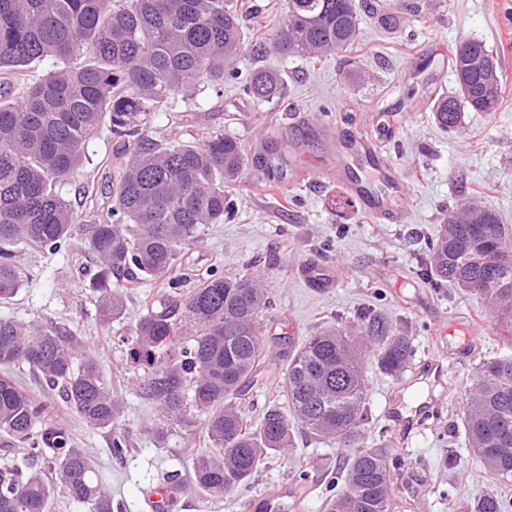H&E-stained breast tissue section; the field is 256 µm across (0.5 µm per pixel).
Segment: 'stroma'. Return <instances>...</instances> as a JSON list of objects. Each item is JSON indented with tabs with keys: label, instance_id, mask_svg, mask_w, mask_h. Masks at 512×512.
Segmentation results:
<instances>
[{
	"label": "stroma",
	"instance_id": "35a3bbf8",
	"mask_svg": "<svg viewBox=\"0 0 512 512\" xmlns=\"http://www.w3.org/2000/svg\"><path fill=\"white\" fill-rule=\"evenodd\" d=\"M441 3L438 11L425 13L395 0L400 22L388 28L362 15L359 43L346 58L333 55L313 64L282 59L271 49L252 56L250 66L283 70L282 97L259 102L228 83L222 91H208L198 109L176 111L171 102L160 104L145 125L156 140L197 144L221 132L241 143L246 173L225 190L234 216L210 225L198 242L183 249L180 288L188 290L195 275L213 268L227 275L258 272L271 299L263 341L278 366H286L315 329L354 324L367 308L403 325L414 348L412 363L400 379L368 365L372 421L363 435L366 445L383 441L394 450L395 512H453L456 500L497 486L474 458L464 432L449 427L459 418L464 389L478 363L508 348L481 297L452 285L429 287L419 268L427 240L459 202H481L512 225V0ZM464 38L482 40L497 53L505 77L503 99L499 112L465 111L462 127L445 132L435 124L432 107L439 96L457 90L453 59ZM295 113L361 135L390 123L394 135L382 141L381 149L408 184L407 223H374L341 186L320 177L316 167L325 150L320 138L309 140V160L297 165L289 151ZM118 150L109 131H102L85 148L90 165L62 189L82 223L93 222L96 204L81 198L79 187L89 178L107 189ZM22 258L28 282L13 300L0 304V318L53 322L72 330L81 343L97 348L106 384L125 402L120 426L129 431L132 445L117 458L109 450L108 430L81 423L27 366L13 369L26 389L54 405L77 447L94 457L111 512H147L144 491L170 482L187 487L171 512H242L249 493L283 481L303 483L307 495L300 512H325L330 495L325 476L341 465L345 451L299 432L292 447L260 464L252 492L214 496L193 488L203 418L191 413L188 426L163 445L146 433L152 405L138 396L141 373L127 362L125 351L102 339L80 273L89 263L84 248L75 242L54 255L27 248ZM306 261L335 265V287H307L298 277ZM438 324L447 335H435ZM460 324L478 331L471 347H464L463 334L449 332ZM421 394L430 395L435 417L404 433L389 410ZM303 471L308 474L304 482L298 478Z\"/></svg>",
	"mask_w": 512,
	"mask_h": 512
}]
</instances>
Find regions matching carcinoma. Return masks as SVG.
<instances>
[{"label": "carcinoma", "mask_w": 512, "mask_h": 512, "mask_svg": "<svg viewBox=\"0 0 512 512\" xmlns=\"http://www.w3.org/2000/svg\"><path fill=\"white\" fill-rule=\"evenodd\" d=\"M239 0H0V80L16 97L0 100V301L24 286L19 246L57 254L80 240L95 258L84 267L98 323L143 371L138 395L156 405L146 426L159 443L196 411L209 447L193 459L194 486L214 495L246 489L264 457L289 447L294 430L334 440L349 451L336 471L328 512H390L396 460L385 443L362 445L370 422L365 373L373 360L402 375L414 350L401 326L376 312L358 323L323 327L306 337L282 369L280 392L292 415L269 403L254 425L243 397L276 369L262 340L269 306L259 279L213 269L177 291V259L210 224L233 217L224 185L241 180L244 150L234 138L212 135L197 145L149 138L141 117L169 98L199 105L241 76L244 49ZM356 0H287L273 34L283 57L314 63L348 53L359 40ZM492 51L464 39L455 54L459 96H441L433 117L455 131L463 109L498 111L502 88L486 93L478 62ZM39 61L49 68L27 74ZM275 68H253L243 91L258 101L279 95ZM108 128L126 156L117 166L109 200L92 224L61 194L88 161L85 147ZM424 276L433 288L451 283L483 297L495 322L512 333V226L473 201L448 215L428 242ZM131 284L161 282L143 312L125 324ZM27 365L87 425L112 430V452L131 447L119 428L123 400L106 385L97 351L77 344L56 325L0 319V433L29 444L41 463L23 471L0 466V512H50L57 487L80 502H101L95 463L54 421L10 369ZM461 425L481 466L512 482V355L481 362L462 404ZM512 502L492 490L457 501L455 512H509Z\"/></svg>", "instance_id": "obj_1"}]
</instances>
